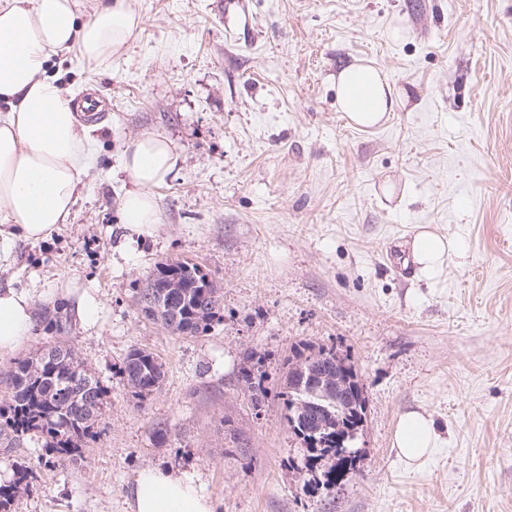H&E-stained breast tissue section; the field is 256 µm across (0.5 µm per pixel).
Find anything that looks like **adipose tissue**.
<instances>
[{
    "label": "adipose tissue",
    "mask_w": 512,
    "mask_h": 512,
    "mask_svg": "<svg viewBox=\"0 0 512 512\" xmlns=\"http://www.w3.org/2000/svg\"><path fill=\"white\" fill-rule=\"evenodd\" d=\"M142 24L131 0H97L88 14L83 0H0V247L17 239L39 242L68 223L91 167L88 128L49 75L52 59L74 50L87 61L111 62ZM336 91L340 111L359 128L380 124L395 108L388 76L371 64L342 70ZM177 163L171 141L160 133H141L128 144L124 166L134 187L120 206L125 229L151 232L158 222L153 190ZM410 249L429 276L459 245L423 228ZM33 326L31 291L0 289V359L22 346ZM438 444L430 414L411 410L400 416L393 446L407 467L423 465ZM130 496L132 512H215L204 484L189 471L143 468Z\"/></svg>",
    "instance_id": "adipose-tissue-1"
}]
</instances>
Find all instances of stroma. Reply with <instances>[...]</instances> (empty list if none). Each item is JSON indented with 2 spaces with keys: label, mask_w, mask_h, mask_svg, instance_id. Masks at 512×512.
<instances>
[{
  "label": "stroma",
  "mask_w": 512,
  "mask_h": 512,
  "mask_svg": "<svg viewBox=\"0 0 512 512\" xmlns=\"http://www.w3.org/2000/svg\"><path fill=\"white\" fill-rule=\"evenodd\" d=\"M144 24L112 63L70 52L67 95L112 105L69 223L0 250V289L34 295L19 356L65 339L106 391L95 442L52 465L43 437L0 447V481L26 466L10 512H130L147 466L197 472L217 512H512V0H132ZM372 62L398 94L381 127L354 128L336 76ZM153 131L179 156L155 187L159 222L120 223L126 144ZM428 227L462 242L431 279L394 249ZM195 264L221 289L207 334L144 318L159 263ZM102 302L82 325L63 293ZM300 342L354 366L366 419L353 470L317 488L279 396ZM152 352L161 388L134 398L127 354ZM261 365V398L241 378ZM431 414L440 444L410 469L399 417ZM166 443H158V432Z\"/></svg>",
  "instance_id": "stroma-1"
}]
</instances>
